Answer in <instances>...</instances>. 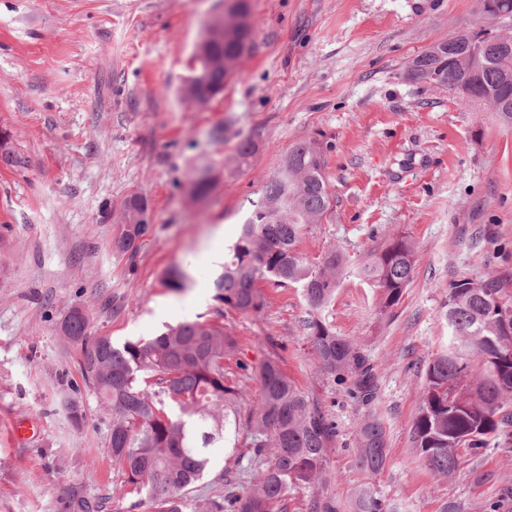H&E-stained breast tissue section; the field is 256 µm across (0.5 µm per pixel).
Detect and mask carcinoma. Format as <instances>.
<instances>
[{"label": "carcinoma", "mask_w": 512, "mask_h": 512, "mask_svg": "<svg viewBox=\"0 0 512 512\" xmlns=\"http://www.w3.org/2000/svg\"><path fill=\"white\" fill-rule=\"evenodd\" d=\"M239 21L208 30L205 58L192 71L187 95L206 104L224 92L236 61L253 45L249 0H238ZM488 20L512 15V0H479ZM407 75L418 83L446 87L469 101L489 104L512 125V38L487 28L443 40L411 60ZM322 143L309 137L281 159L251 209L229 254L224 271L212 281L215 299L241 313L263 308L261 285L302 290L311 316L307 339L329 381L346 386L348 396L366 411L357 439L356 462L371 475L386 462L385 431L375 417L374 368L357 344L336 335L324 312L347 270L343 253L332 250L318 262L298 245L314 224L322 223L334 194L325 175ZM149 224H125L113 231L112 249L127 253L147 236ZM414 248L403 234L388 236L355 269V275L380 290L379 308L399 304L410 283ZM507 281L490 273L464 277L448 286L445 319L453 338L448 349L426 365L425 384L411 440L423 465L440 477L458 467V450L473 455L490 441L512 438V300ZM65 335L83 349L81 376L112 405L109 445L112 461L127 474L131 492L144 494L155 512H185L188 494L209 465L207 448L220 438L238 447L237 404L243 387L226 381L224 360L238 341L224 323L185 322L148 341L116 346L107 337L86 336L84 315L62 323ZM252 370L258 398L247 425L244 446L269 464L246 493L230 492L212 512H275L291 487L312 489L324 473L326 453L337 437L335 419L284 372L275 353ZM65 512H102L103 503L70 489ZM350 512H394L376 488L366 483L349 502Z\"/></svg>", "instance_id": "carcinoma-1"}]
</instances>
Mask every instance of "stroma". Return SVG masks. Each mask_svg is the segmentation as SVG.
Wrapping results in <instances>:
<instances>
[{
	"instance_id": "stroma-1",
	"label": "stroma",
	"mask_w": 512,
	"mask_h": 512,
	"mask_svg": "<svg viewBox=\"0 0 512 512\" xmlns=\"http://www.w3.org/2000/svg\"><path fill=\"white\" fill-rule=\"evenodd\" d=\"M249 3L254 48L223 93L200 104L183 93L187 61L224 0H0V131L22 158L0 160V512H64L73 485L105 512L154 510L113 464L112 408L84 387L81 347L60 330L76 308L90 338L117 345L222 318L239 343L226 368L246 390L243 425L258 384L239 365L276 350L338 426L323 478L289 490L287 512H311L316 498L342 510L368 480L399 512H512V440L479 458L460 451L442 478L410 434L425 367L450 341L449 283L512 272V127L486 103L406 75L432 44L483 23L477 0ZM248 137L258 149L242 162L237 145ZM309 137L323 144L335 199L300 252L336 249L355 266L377 236L402 233L414 247L413 278L392 312L349 275L325 313L374 368L388 455L371 480L356 464L365 411L320 375L300 290L264 288L262 310L243 314L220 309L209 286L221 267L205 258L216 231L232 244L250 201ZM206 167L219 183L197 201L192 182ZM136 193L153 224L121 254L113 215ZM173 267L191 277L183 291L165 284ZM71 397L81 421L66 409ZM208 453L192 512L227 488L247 491L267 465L243 446L218 442Z\"/></svg>"
}]
</instances>
